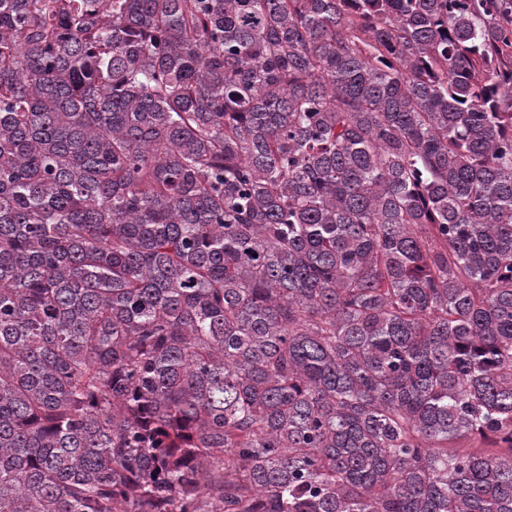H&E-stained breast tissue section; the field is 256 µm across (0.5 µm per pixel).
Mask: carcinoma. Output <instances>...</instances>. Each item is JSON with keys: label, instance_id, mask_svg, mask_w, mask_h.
<instances>
[{"label": "carcinoma", "instance_id": "cac0c4a2", "mask_svg": "<svg viewBox=\"0 0 512 512\" xmlns=\"http://www.w3.org/2000/svg\"><path fill=\"white\" fill-rule=\"evenodd\" d=\"M0 512H512V0H0Z\"/></svg>", "mask_w": 512, "mask_h": 512}]
</instances>
